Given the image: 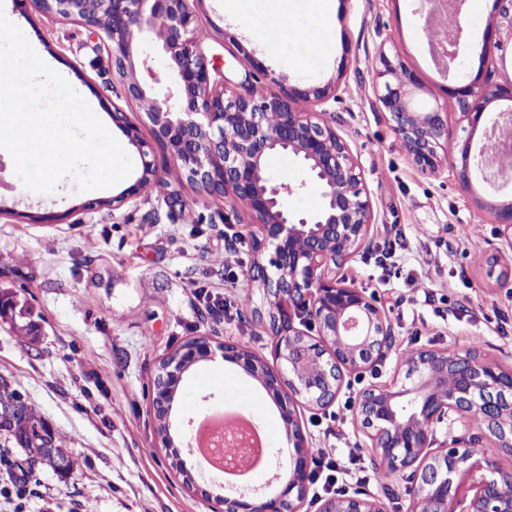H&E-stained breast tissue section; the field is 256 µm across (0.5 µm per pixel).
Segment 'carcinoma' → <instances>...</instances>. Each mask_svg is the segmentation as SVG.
I'll return each mask as SVG.
<instances>
[{"mask_svg": "<svg viewBox=\"0 0 512 512\" xmlns=\"http://www.w3.org/2000/svg\"><path fill=\"white\" fill-rule=\"evenodd\" d=\"M19 395L18 389L0 376V446L21 448L30 462L48 465L65 476L70 474L77 467L75 460H69L63 470L59 465L64 453L63 437L35 409L15 412L13 401Z\"/></svg>", "mask_w": 512, "mask_h": 512, "instance_id": "1", "label": "carcinoma"}]
</instances>
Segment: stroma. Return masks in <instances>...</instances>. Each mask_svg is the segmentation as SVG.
I'll return each mask as SVG.
<instances>
[{
    "label": "stroma",
    "instance_id": "35a3bbf8",
    "mask_svg": "<svg viewBox=\"0 0 512 512\" xmlns=\"http://www.w3.org/2000/svg\"><path fill=\"white\" fill-rule=\"evenodd\" d=\"M7 3L29 42L101 115L126 107L119 82L98 66L86 28L36 12L26 16L17 0ZM418 6V0H332L333 49L308 69L261 53L225 16L224 0H204L199 28L233 80L243 76L247 54L305 87L340 77V98L325 104L322 118L361 162L375 222L336 275L375 299L394 327L397 350L472 349L510 366L512 334L500 332L499 316L512 315V286L490 276L485 262L498 238L482 202L494 192L477 183L463 188L451 173H419L375 99L383 51L404 57L421 84L419 100L433 99L449 83L420 35ZM154 162L164 186L150 185L116 210L107 204L116 187L79 192L69 178L46 197L0 190V296L17 303L0 318V375L63 435L77 462L65 478L32 465L26 512H81L84 503L93 512H211L207 495L224 492V481L197 471L190 423L194 412L215 406L246 410L269 434L271 454L249 473L250 489L265 492L280 472L274 452L286 443V427L277 406L256 379L219 358L194 366L179 385L182 399L201 375H210L207 399L191 412L180 400L172 412L175 443L196 487L186 485L160 442L152 395L167 353L197 336H246L269 359L273 342L252 314L260 293L247 286L253 255L241 235L250 214L176 180L167 151L156 150ZM175 190L185 209L172 216L165 199ZM95 198L102 207L82 209ZM460 224L468 230L463 239L456 236ZM400 233L405 247L380 269L375 255ZM418 283L432 292L431 303L413 301ZM198 284L227 301L221 318L202 313L193 295ZM361 386L348 378L331 407L306 410L303 419L312 447L333 449L341 460L356 455L360 467L377 471L360 425L343 408Z\"/></svg>",
    "mask_w": 512,
    "mask_h": 512
}]
</instances>
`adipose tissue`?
I'll list each match as a JSON object with an SVG mask.
<instances>
[{
    "instance_id": "1",
    "label": "adipose tissue",
    "mask_w": 512,
    "mask_h": 512,
    "mask_svg": "<svg viewBox=\"0 0 512 512\" xmlns=\"http://www.w3.org/2000/svg\"><path fill=\"white\" fill-rule=\"evenodd\" d=\"M330 0H225L228 17L250 28L251 36L268 53H286L290 43L306 45L307 53L295 55L297 66L306 67L329 55L333 40L327 31ZM294 27L293 41L272 36V29Z\"/></svg>"
}]
</instances>
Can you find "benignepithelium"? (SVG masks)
Wrapping results in <instances>:
<instances>
[{
	"mask_svg": "<svg viewBox=\"0 0 512 512\" xmlns=\"http://www.w3.org/2000/svg\"><path fill=\"white\" fill-rule=\"evenodd\" d=\"M202 0H38L37 11L79 22L104 43L112 73L135 104L139 118L112 109L121 130L142 158L135 181L112 196V208L139 196L158 170L148 156L165 149L185 173L187 183L212 198L245 208L255 224L249 281L262 295L258 318L273 335L276 363L269 364L240 340L194 338L171 351L158 367L152 399L164 447H174L171 420L179 383L196 364L219 354L224 361L259 380L278 406L292 451L279 461L285 477L265 494L216 495L213 512H301L307 499L311 446L298 414L304 407L326 409L335 403L345 375L374 368L392 347L393 328L361 290L336 279V268L364 242L375 216L364 169L328 123L306 112L303 103L338 99L331 79L311 89L284 86V78L244 61L245 78L236 83L211 63L195 37ZM465 0H454L456 36L436 51L458 60L465 28ZM495 23L479 46L485 62L502 48L497 35L512 38V0H496ZM264 77L279 91L258 96L253 82ZM376 97L389 112L393 130L411 164L424 176L456 170L463 187L474 174L496 190L512 187V167L490 173L471 138L453 153L447 113L435 100L418 109L420 88L397 54L381 52L375 68ZM457 112L485 126V135L512 140V83L499 84L491 73L444 88ZM507 108L491 111L494 102ZM150 128L151 138L141 134ZM280 153L293 159L305 178L290 184L275 178L266 159ZM312 186L321 208L299 215L288 198ZM512 251V199L490 205ZM306 319L316 328H300ZM409 384L374 381L356 394L354 418L380 469L407 481L408 512H512V469L474 452L455 437L451 446L435 443L438 428L453 417L463 431L477 430L490 447L512 455V367L505 368L467 350L420 347L403 360ZM318 512H388L385 498L372 492L318 500Z\"/></svg>",
	"mask_w": 512,
	"mask_h": 512,
	"instance_id": "obj_1",
	"label": "benign epithelium"
}]
</instances>
